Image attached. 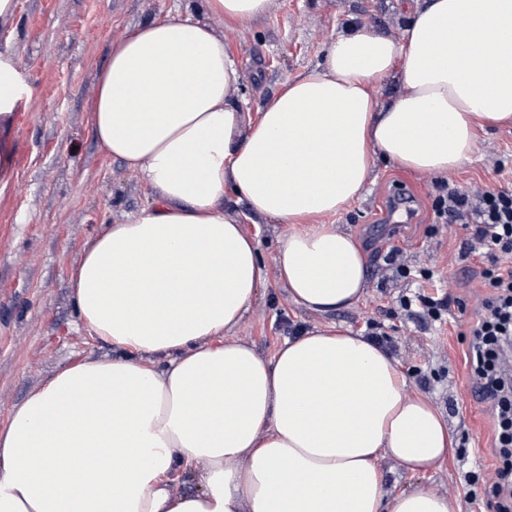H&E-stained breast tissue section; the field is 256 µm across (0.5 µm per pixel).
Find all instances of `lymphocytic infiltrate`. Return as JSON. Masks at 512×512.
I'll list each match as a JSON object with an SVG mask.
<instances>
[{
    "mask_svg": "<svg viewBox=\"0 0 512 512\" xmlns=\"http://www.w3.org/2000/svg\"><path fill=\"white\" fill-rule=\"evenodd\" d=\"M435 219L470 224L468 254L494 259L512 253V180L499 187L444 183L431 203ZM468 326L472 394L492 412L497 512H512V265L484 269L472 292Z\"/></svg>",
    "mask_w": 512,
    "mask_h": 512,
    "instance_id": "1",
    "label": "lymphocytic infiltrate"
}]
</instances>
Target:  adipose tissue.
<instances>
[{"instance_id":"obj_1","label":"adipose tissue","mask_w":512,"mask_h":512,"mask_svg":"<svg viewBox=\"0 0 512 512\" xmlns=\"http://www.w3.org/2000/svg\"><path fill=\"white\" fill-rule=\"evenodd\" d=\"M194 2L197 13L128 30L97 76L92 132L152 203L108 225L76 269L79 319L112 354L58 371L0 428V512H456L428 486L386 488L384 461L424 472L452 437L370 338L320 326L269 359L211 345L268 273L224 191L291 225L274 271L298 307L351 306L367 255L321 216L356 200L375 156L445 174L477 129L512 123V0H410L403 40L340 33L248 126L236 63L207 19L249 22L272 0ZM394 73L403 91L379 104L370 88ZM29 96L0 53V189ZM186 475L200 490L176 491Z\"/></svg>"}]
</instances>
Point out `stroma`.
Returning a JSON list of instances; mask_svg holds the SVG:
<instances>
[{
	"label": "stroma",
	"instance_id": "stroma-1",
	"mask_svg": "<svg viewBox=\"0 0 512 512\" xmlns=\"http://www.w3.org/2000/svg\"><path fill=\"white\" fill-rule=\"evenodd\" d=\"M15 2L16 26L0 30V52L11 54L31 97L16 114L13 173L0 191V428L8 425L14 407L58 370L112 351L83 329L72 274L106 225L147 207L151 196L136 172L105 155L91 129L88 102L114 41L133 25L184 11L186 5V0ZM406 22L398 0H272L270 10L251 22L209 20L239 70L234 97L253 117L287 78L317 67L330 40L349 26L397 40ZM499 160L512 166V124L479 131L474 153L448 180L494 185ZM437 181L379 158L361 197L324 216V223L365 243L368 258L364 296L333 319L356 332L396 339V358L411 390L435 403L453 434L450 454L426 473L387 463L388 490L427 483L455 500L459 512H494L491 414L471 396L465 364L473 312L454 306L442 324L426 327L400 307L402 296L420 292L421 270L433 271L442 292L465 299L486 266L464 253L471 227L435 223L430 197ZM397 187L413 197L414 215L390 240L367 245L378 223L375 206ZM224 211L255 238L262 262L272 270L287 225L252 216L247 202L231 190L224 194ZM392 246L406 253L410 277H399L386 264ZM320 322L319 315L296 307L285 284L270 273L228 336L268 358L295 326ZM474 473L480 477L475 484L469 480Z\"/></svg>",
	"mask_w": 512,
	"mask_h": 512
}]
</instances>
